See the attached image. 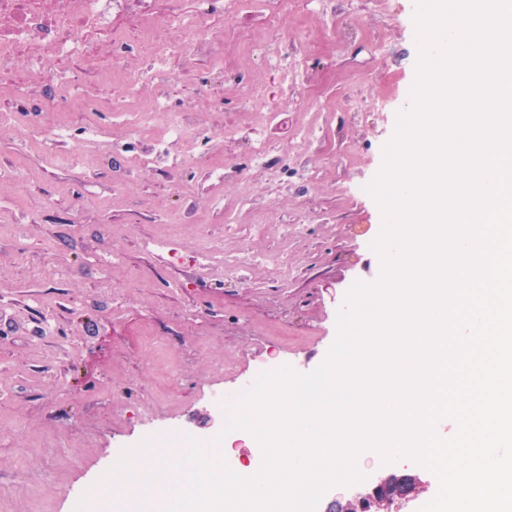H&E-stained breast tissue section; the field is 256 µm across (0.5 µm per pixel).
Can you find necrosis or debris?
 <instances>
[{"label":"necrosis or debris","instance_id":"1","mask_svg":"<svg viewBox=\"0 0 512 512\" xmlns=\"http://www.w3.org/2000/svg\"><path fill=\"white\" fill-rule=\"evenodd\" d=\"M156 0H0V85L19 94L16 107L0 111V125L17 123L19 117L35 116L26 130L65 140L69 127L56 122L57 113L67 111L73 100L65 82L73 66L91 74L103 90H111L116 76L127 71V52L136 49L149 65L140 80L154 84L157 95L152 111L137 115L130 139L142 129L162 124L167 139L156 140L139 154L141 161L159 164L170 157V140L199 138L201 132L191 120L192 101L172 106L179 90L192 83V69L168 78L164 65L168 55L190 57L213 52L209 36L201 25L204 16L218 13L233 18L254 5L266 9L270 19L291 11L296 0H195L192 11L173 6L157 10ZM126 22L133 39L119 38L115 21ZM167 33L164 45L155 42V27Z\"/></svg>","mask_w":512,"mask_h":512}]
</instances>
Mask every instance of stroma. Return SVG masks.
<instances>
[{
  "label": "stroma",
  "mask_w": 512,
  "mask_h": 512,
  "mask_svg": "<svg viewBox=\"0 0 512 512\" xmlns=\"http://www.w3.org/2000/svg\"><path fill=\"white\" fill-rule=\"evenodd\" d=\"M332 7L346 37L326 36L317 4L299 0L276 26L253 7L230 23L208 17L224 46L222 73L207 60L168 57L171 77L190 67L221 92L215 107L183 86L199 129H244L212 157L236 177L219 180L189 163L204 150L191 139L173 147L177 166L113 153L134 114L150 108L148 84L135 92L116 80V111L92 114L80 105L97 92L92 78L71 74L75 104L64 119L75 130L97 127L91 141L30 142L0 128V512H73L121 449L152 434L180 428L211 439L222 428L205 422L217 414L214 396L236 395L264 369L320 366L348 289L379 280L382 262L370 245L383 216L365 187L382 168L397 112L412 102L417 0ZM301 57L305 79L284 83L285 67ZM254 85L260 97H251ZM270 108L275 118L260 121ZM308 130L320 143L305 139ZM255 138L275 147L269 165L253 161ZM74 151L104 154L107 163L95 173L63 163ZM19 172L28 184L22 194ZM258 200L269 223L262 233L253 229ZM172 218L182 226L169 261L146 244L163 238ZM292 224L301 232L286 233ZM202 225L223 237L226 255H283L287 280L263 266L240 282L225 280L219 262L193 267ZM115 250L119 260L101 271L98 258ZM357 467L365 482L330 487L316 512L383 474L418 478L404 512H419L438 491L435 475L408 458L386 463L367 449Z\"/></svg>",
  "instance_id": "stroma-1"
}]
</instances>
